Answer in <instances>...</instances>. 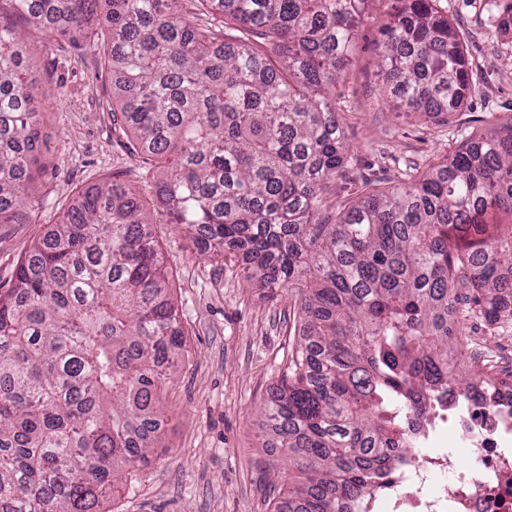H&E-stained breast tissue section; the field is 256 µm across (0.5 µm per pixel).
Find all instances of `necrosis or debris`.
Segmentation results:
<instances>
[{
  "label": "necrosis or debris",
  "instance_id": "necrosis-or-debris-1",
  "mask_svg": "<svg viewBox=\"0 0 512 512\" xmlns=\"http://www.w3.org/2000/svg\"><path fill=\"white\" fill-rule=\"evenodd\" d=\"M461 355L512 390V328L470 317ZM413 445L355 512H512V401L488 406L451 389L406 426Z\"/></svg>",
  "mask_w": 512,
  "mask_h": 512
}]
</instances>
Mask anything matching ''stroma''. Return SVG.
I'll return each instance as SVG.
<instances>
[{"label":"stroma","mask_w":512,"mask_h":512,"mask_svg":"<svg viewBox=\"0 0 512 512\" xmlns=\"http://www.w3.org/2000/svg\"><path fill=\"white\" fill-rule=\"evenodd\" d=\"M460 35L475 83L469 105L448 123L396 115L381 94L377 48L389 22L390 0L371 5L346 75L335 89L352 158L328 196L338 213L360 194L398 183L409 166L426 168L452 154L467 135L512 119V32H500L487 0H435ZM27 78L41 114L39 161L28 193L27 224H0V285L10 286L18 263L68 203L112 174L132 182L141 200L155 202L159 172L141 177L128 138L115 131L112 70L103 29L73 42L26 27ZM62 76L65 92L45 100L46 75ZM155 240L184 331L177 374L165 392L160 446L150 466L119 472L102 512H269L270 483L286 485L284 449L275 445L264 403L299 341L286 315L292 290L276 299L246 282L241 251L212 259L156 208Z\"/></svg>","instance_id":"obj_1"}]
</instances>
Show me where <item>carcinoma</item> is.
<instances>
[{
  "mask_svg": "<svg viewBox=\"0 0 512 512\" xmlns=\"http://www.w3.org/2000/svg\"><path fill=\"white\" fill-rule=\"evenodd\" d=\"M51 35H84L100 0H9ZM111 0L112 125L130 130L157 202L212 253L241 248L250 287L295 290L301 341L265 406L295 474L274 512H346L406 453L459 375V293L512 324V119L325 218L349 146L329 88L375 0ZM382 94L446 123L474 92L433 0L383 32ZM23 32L0 22V224L29 222L39 112ZM124 180L78 195L0 291V512H101L117 470L158 447L183 331L152 232Z\"/></svg>",
  "mask_w": 512,
  "mask_h": 512,
  "instance_id": "cac0c4a2",
  "label": "carcinoma"
}]
</instances>
